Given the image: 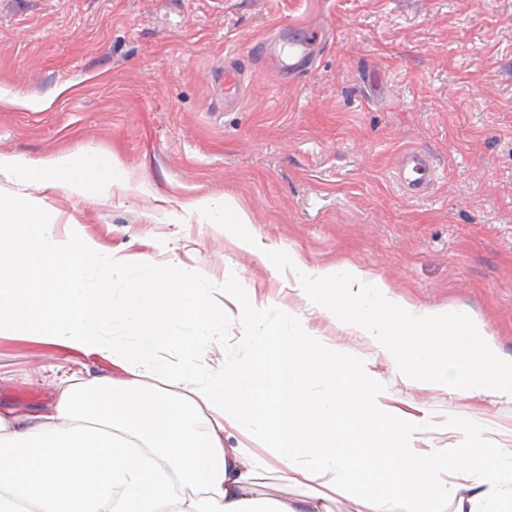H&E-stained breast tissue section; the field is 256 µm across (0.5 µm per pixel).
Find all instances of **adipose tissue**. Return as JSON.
<instances>
[{"label":"adipose tissue","mask_w":512,"mask_h":512,"mask_svg":"<svg viewBox=\"0 0 512 512\" xmlns=\"http://www.w3.org/2000/svg\"><path fill=\"white\" fill-rule=\"evenodd\" d=\"M39 189L94 197L112 185L111 160L88 153L40 159L0 155ZM112 255L75 235L55 240L30 202L0 199V333L31 336L109 359L121 378L84 369L34 408H0V512H512V470L502 449L473 443L408 448L412 426L387 413L365 377L303 328L282 330L239 299L261 368L202 369L224 325L203 279L172 267L133 280L122 299L89 289L87 271ZM121 314L139 342L119 348L102 327ZM188 321L190 335L171 326ZM184 358L169 361L161 345ZM233 427L271 451L228 448ZM304 497L269 501L270 480Z\"/></svg>","instance_id":"obj_1"}]
</instances>
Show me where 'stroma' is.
<instances>
[{"mask_svg":"<svg viewBox=\"0 0 512 512\" xmlns=\"http://www.w3.org/2000/svg\"><path fill=\"white\" fill-rule=\"evenodd\" d=\"M279 26L333 30L306 77L266 72ZM231 56L246 77L239 103L221 108L212 76ZM63 85L46 110L0 104V155L113 154L111 188L89 200L2 171L0 197L34 200L58 238L115 254L105 285L197 270L224 309L213 367L257 362L224 297L233 288L348 358L381 407L412 423L415 450L454 447L458 421L512 448L511 397L413 386L258 256L361 271L394 298L467 314L512 358V0H0V94L35 104ZM406 148L436 166L426 196L393 182ZM228 195L247 228L191 206ZM85 366L104 362L0 336V404L43 402Z\"/></svg>","mask_w":512,"mask_h":512,"instance_id":"1","label":"stroma"}]
</instances>
